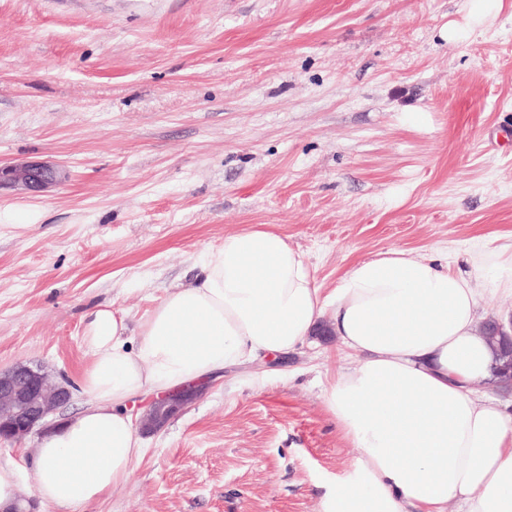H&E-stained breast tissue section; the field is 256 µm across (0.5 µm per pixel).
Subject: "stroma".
Wrapping results in <instances>:
<instances>
[{
  "label": "stroma",
  "mask_w": 512,
  "mask_h": 512,
  "mask_svg": "<svg viewBox=\"0 0 512 512\" xmlns=\"http://www.w3.org/2000/svg\"><path fill=\"white\" fill-rule=\"evenodd\" d=\"M0 0V163L67 180L0 193V370L90 397L83 316L131 340L225 236L287 237L323 291L390 249L471 270L512 248V0ZM336 336L225 369L113 495L77 512H321L358 451L323 403ZM35 432L0 442L25 468Z\"/></svg>",
  "instance_id": "35a3bbf8"
}]
</instances>
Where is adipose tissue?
Segmentation results:
<instances>
[{
	"label": "adipose tissue",
	"mask_w": 512,
	"mask_h": 512,
	"mask_svg": "<svg viewBox=\"0 0 512 512\" xmlns=\"http://www.w3.org/2000/svg\"><path fill=\"white\" fill-rule=\"evenodd\" d=\"M196 285L169 293L131 345L121 312L84 317L93 360L80 377L91 401L54 427L28 460L44 502L73 512L123 486L145 454L128 404L158 399L225 367L288 355L325 312L357 354L324 391L325 407L359 453L322 512H512V417L476 383L491 347L476 324L484 287L512 294V251L477 248L462 274L391 249L353 263L330 293L275 230L225 236L204 253Z\"/></svg>",
	"instance_id": "1"
}]
</instances>
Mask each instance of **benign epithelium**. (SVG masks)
I'll use <instances>...</instances> for the list:
<instances>
[{
	"label": "benign epithelium",
	"instance_id": "benign-epithelium-1",
	"mask_svg": "<svg viewBox=\"0 0 512 512\" xmlns=\"http://www.w3.org/2000/svg\"><path fill=\"white\" fill-rule=\"evenodd\" d=\"M65 172L46 161H25L0 166V190L10 189L41 193L62 183ZM482 336L501 339L503 355L512 354V333L496 319L488 320L479 330ZM490 384L500 391L512 392V365L493 364ZM200 392L197 387L177 390L153 399L138 419L140 428L153 432L164 426L168 418L181 411ZM71 398L70 385L58 381L41 366L18 363L0 371V441H20L34 431L47 428V419Z\"/></svg>",
	"mask_w": 512,
	"mask_h": 512
}]
</instances>
